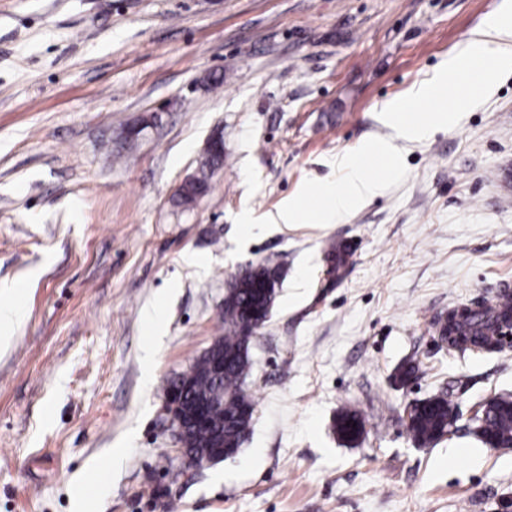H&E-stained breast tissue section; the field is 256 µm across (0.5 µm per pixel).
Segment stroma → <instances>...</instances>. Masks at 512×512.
I'll return each instance as SVG.
<instances>
[{
    "instance_id": "1",
    "label": "stroma",
    "mask_w": 512,
    "mask_h": 512,
    "mask_svg": "<svg viewBox=\"0 0 512 512\" xmlns=\"http://www.w3.org/2000/svg\"><path fill=\"white\" fill-rule=\"evenodd\" d=\"M501 3L0 0V303L21 308L0 349V512H503L512 448L484 445L473 413L512 395V348L458 350L439 327L512 285V71L488 88L475 61L461 112L443 86L410 104L455 113L421 141L380 112ZM216 131L210 193L175 207ZM390 140L396 164L368 162L384 192L324 221L337 158ZM267 259L283 274L251 342L252 432L183 470L164 389L223 334L227 283ZM442 392L455 431L418 446L407 408ZM345 409L358 441L332 429Z\"/></svg>"
}]
</instances>
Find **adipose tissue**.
Here are the masks:
<instances>
[{
    "instance_id": "ef3b65f1",
    "label": "adipose tissue",
    "mask_w": 512,
    "mask_h": 512,
    "mask_svg": "<svg viewBox=\"0 0 512 512\" xmlns=\"http://www.w3.org/2000/svg\"><path fill=\"white\" fill-rule=\"evenodd\" d=\"M512 33V7L501 6L491 13L479 37L469 40L465 46L454 55L431 78L414 85L411 96L416 100L427 99L431 92L439 86L455 79L468 64L477 58L489 56L493 66L484 74L485 83H492L497 72L512 70V53L500 50L495 45L497 37ZM381 112L385 121L393 128L397 138L415 140L428 137L434 126L447 120L445 111L431 112L417 120H406L399 100L386 101ZM395 147L386 142L376 145L370 142L361 144L357 150L344 154L336 161L337 167L345 174L342 184L327 188L326 193L333 199L329 210L330 222H340L356 205L366 203L380 195L384 183L372 176L366 170L363 160L369 155L392 157Z\"/></svg>"
}]
</instances>
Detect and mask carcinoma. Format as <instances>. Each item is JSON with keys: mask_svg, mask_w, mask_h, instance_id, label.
<instances>
[{"mask_svg": "<svg viewBox=\"0 0 512 512\" xmlns=\"http://www.w3.org/2000/svg\"><path fill=\"white\" fill-rule=\"evenodd\" d=\"M224 164V146L216 145L210 150L208 163L204 164L198 177L179 186L175 203L188 209L206 196L211 189L210 179L216 169ZM349 251L339 245H331L327 259L332 262L334 272L346 264ZM281 265L270 261L250 263L238 271L224 293L222 318L224 335L213 343L217 354L224 359V372L215 380L210 377L212 358L203 354L179 378L165 389L170 396L173 389L184 393V412L208 396L219 400L207 406L210 420L224 425L223 450L239 451L253 420L255 402L247 388L246 380L251 373L250 338L239 332L243 321L262 322L271 316L276 298V286ZM503 310L478 308L466 315L452 316L451 326L441 327V338L453 347L465 349L489 348L495 344L493 332L512 321V295L499 296ZM423 407L408 425L409 433L421 445L439 441V436L454 423L453 401L443 393L422 400ZM364 420L355 412H344L336 419V433L347 441H355L364 433ZM211 430L203 426H186L183 442L187 451L184 463L202 467L214 463L215 440ZM480 437L494 436L501 443L512 442V398L501 397L494 403V413L488 417Z\"/></svg>", "mask_w": 512, "mask_h": 512, "instance_id": "cac0c4a2", "label": "carcinoma"}]
</instances>
